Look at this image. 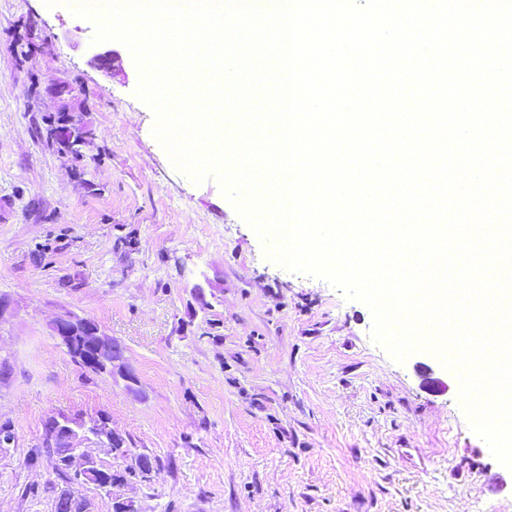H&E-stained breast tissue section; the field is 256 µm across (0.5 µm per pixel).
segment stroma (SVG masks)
<instances>
[{"instance_id":"1","label":"stroma","mask_w":512,"mask_h":512,"mask_svg":"<svg viewBox=\"0 0 512 512\" xmlns=\"http://www.w3.org/2000/svg\"><path fill=\"white\" fill-rule=\"evenodd\" d=\"M95 32L68 0H0V512H54L23 493L54 478L30 455L75 413L151 458L124 489L141 512H512L454 370L396 361L368 306L271 260L215 175L174 167L130 49ZM66 316L116 340L135 384L86 373L53 335Z\"/></svg>"}]
</instances>
